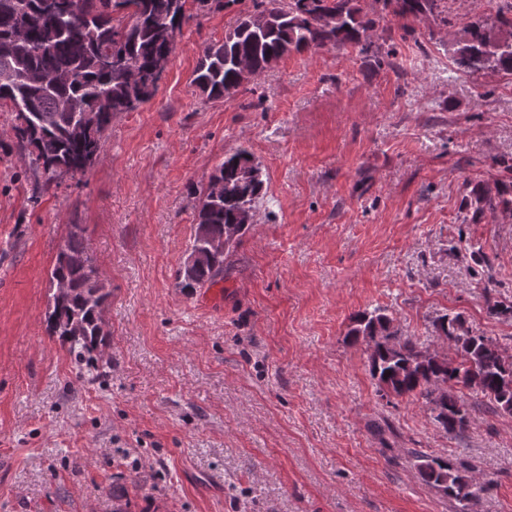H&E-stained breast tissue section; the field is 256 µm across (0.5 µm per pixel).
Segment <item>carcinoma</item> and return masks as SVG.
<instances>
[{
  "label": "carcinoma",
  "instance_id": "obj_1",
  "mask_svg": "<svg viewBox=\"0 0 512 512\" xmlns=\"http://www.w3.org/2000/svg\"><path fill=\"white\" fill-rule=\"evenodd\" d=\"M187 0H0V108L14 113L13 131L28 171L48 190L64 177L85 175L84 160L100 156L104 134L120 112L148 102L157 90L156 61L173 53ZM380 8L369 15L361 0H268L265 23L240 18L224 40L207 45L192 83L207 100L235 93L250 82L238 67L245 59L262 74L289 53L355 44L361 50L369 33L389 14L400 19L431 16L448 26L447 0H374ZM133 10L135 20L113 17L114 9ZM112 55L138 65L137 81L109 67ZM457 69L471 75L488 69L512 73V18L495 17L466 23L452 44ZM254 161L246 149L224 157L194 197L196 224L190 249L203 254L192 270L176 271V285L191 293L215 284L224 261L255 224L264 180L251 187L236 185L239 172ZM467 205L473 215L497 211L512 215V188L473 190ZM65 281L66 293L52 294L47 331L80 366L109 364L104 347L111 332L103 312L111 290L85 255L81 228L71 225L61 245L49 282ZM435 332L455 344V358L423 350L393 329L380 308L354 316L347 337L374 342L370 372L380 390L396 397L421 399L434 412L435 425L452 438L470 425V414L457 392L469 391L497 413L512 414V357L491 338L474 331L457 314L434 321ZM407 455L421 478L441 489L455 512H468V500L489 490L491 481L476 476L474 465L455 464L417 449Z\"/></svg>",
  "mask_w": 512,
  "mask_h": 512
}]
</instances>
